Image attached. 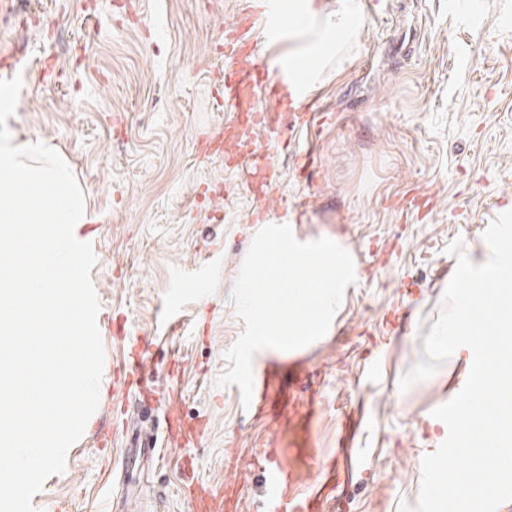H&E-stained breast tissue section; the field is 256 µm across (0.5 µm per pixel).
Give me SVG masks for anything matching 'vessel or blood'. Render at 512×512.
<instances>
[{
	"mask_svg": "<svg viewBox=\"0 0 512 512\" xmlns=\"http://www.w3.org/2000/svg\"><path fill=\"white\" fill-rule=\"evenodd\" d=\"M239 23L224 36L221 54L224 67L235 70L246 63L249 70L263 79L259 93L244 94L242 85L226 88L224 103L236 112L249 113L250 126L267 134L255 154L261 182H269L276 171V157L285 146L271 120L279 111L284 86L277 67L270 62L248 57L240 40L252 29L261 15L260 0H242ZM127 357L121 371L125 379L150 374V339L127 336L123 339ZM315 370L308 359L274 360L254 379L250 412L262 421L268 436L263 447L232 453L228 470L240 479L261 473L266 486V512H332L336 485L346 481L354 457H341L339 451L322 455L315 424L323 412L322 398L314 389ZM363 419L362 412H343L338 444L352 446L354 435ZM125 458H149L157 444L154 429L126 422ZM244 501L238 482H226L215 489L208 483L191 481L188 512H243Z\"/></svg>",
	"mask_w": 512,
	"mask_h": 512,
	"instance_id": "obj_1",
	"label": "vessel or blood"
}]
</instances>
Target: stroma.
<instances>
[{
  "label": "stroma",
  "mask_w": 512,
  "mask_h": 512,
  "mask_svg": "<svg viewBox=\"0 0 512 512\" xmlns=\"http://www.w3.org/2000/svg\"><path fill=\"white\" fill-rule=\"evenodd\" d=\"M27 2L40 19L30 32L36 51L7 125L18 139L47 140L88 198L105 349L99 406L64 472L32 503L39 512H107L116 501L124 512H186L182 460L197 459L199 477L218 486L227 455L264 438L239 387L214 385L244 329L231 294L259 230L250 221L257 202L240 188L246 159L197 148L203 130L243 146L213 53L239 0H132L134 25L114 0ZM388 3L377 15L360 0L354 43L313 75L309 91L326 120L294 128L288 112L274 115L317 164L300 173L293 150L280 154L284 184L269 189L270 223L303 242L340 240L354 260L356 281L328 332L298 351L328 398L316 426L325 451L336 449L339 408L367 410L349 512L416 505L419 453L446 438L427 417L468 372L452 357L408 391L399 381L423 358L439 316L453 275L449 244L463 240L471 261L485 263L486 226L512 210V0H469L467 24L449 0ZM56 29L70 47L51 56L41 43ZM50 56L63 82H42L39 64ZM171 307L183 335L156 330ZM119 316L131 333L153 337L151 368L183 417L209 421L200 442L165 449L145 474L124 470L119 451L95 435L112 425L114 372L126 354L113 335Z\"/></svg>",
  "instance_id": "stroma-1"
}]
</instances>
